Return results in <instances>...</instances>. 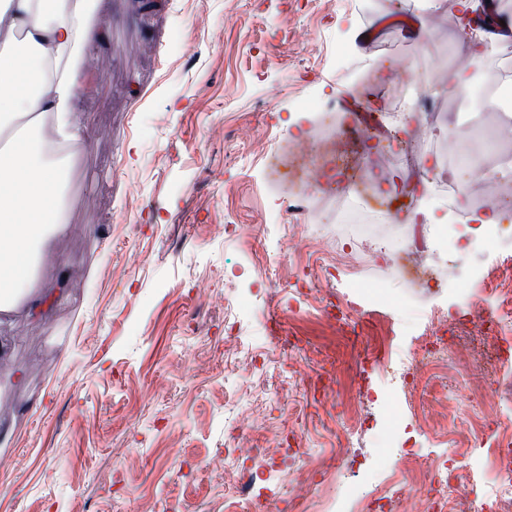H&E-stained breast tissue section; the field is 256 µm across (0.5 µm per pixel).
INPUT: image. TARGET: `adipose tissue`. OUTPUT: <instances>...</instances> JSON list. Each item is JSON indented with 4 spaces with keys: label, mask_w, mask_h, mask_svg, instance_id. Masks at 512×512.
<instances>
[{
    "label": "adipose tissue",
    "mask_w": 512,
    "mask_h": 512,
    "mask_svg": "<svg viewBox=\"0 0 512 512\" xmlns=\"http://www.w3.org/2000/svg\"><path fill=\"white\" fill-rule=\"evenodd\" d=\"M108 31L82 0H0V133L22 124L0 148V313L21 302L41 317L53 303L27 285L40 250L65 229L62 149L86 142L85 123L69 110L86 85L73 60L100 50ZM21 40L28 52L17 51Z\"/></svg>",
    "instance_id": "adipose-tissue-1"
}]
</instances>
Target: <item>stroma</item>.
Instances as JSON below:
<instances>
[{
	"label": "stroma",
	"instance_id": "stroma-1",
	"mask_svg": "<svg viewBox=\"0 0 512 512\" xmlns=\"http://www.w3.org/2000/svg\"><path fill=\"white\" fill-rule=\"evenodd\" d=\"M93 0L107 17L104 53H83L92 79L70 110L88 121L71 162L66 232L38 255L32 288H63L43 318L0 314V512H224L240 499L243 462L262 468L266 512H299L283 464L335 470L344 425L368 422L351 448L332 512L385 476L474 472L449 503L487 512L497 482L481 448L448 447L445 397L461 424L493 398L499 365L464 329L431 372L391 381L430 313L456 318L492 266L512 270V236L462 239L473 198L512 197V171L471 179L458 198L448 134L512 121L450 98L453 75L512 68V40L484 56L457 0ZM396 62L431 84H395ZM437 112L421 122L417 94ZM374 113L382 133L334 141L349 168L299 196L270 175L300 161L321 130ZM378 211L359 232L336 221L351 175Z\"/></svg>",
	"mask_w": 512,
	"mask_h": 512
}]
</instances>
